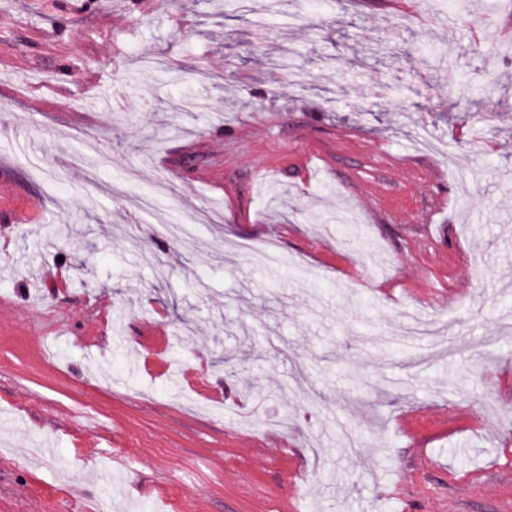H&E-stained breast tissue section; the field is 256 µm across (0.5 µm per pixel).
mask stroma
<instances>
[{"instance_id":"obj_1","label":"stroma","mask_w":512,"mask_h":512,"mask_svg":"<svg viewBox=\"0 0 512 512\" xmlns=\"http://www.w3.org/2000/svg\"><path fill=\"white\" fill-rule=\"evenodd\" d=\"M486 4L0 0V512H512Z\"/></svg>"}]
</instances>
